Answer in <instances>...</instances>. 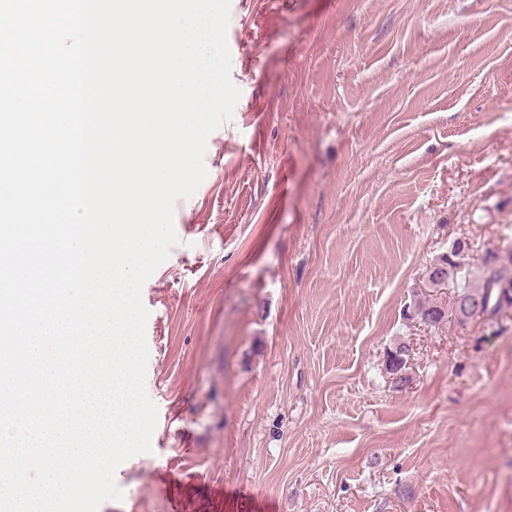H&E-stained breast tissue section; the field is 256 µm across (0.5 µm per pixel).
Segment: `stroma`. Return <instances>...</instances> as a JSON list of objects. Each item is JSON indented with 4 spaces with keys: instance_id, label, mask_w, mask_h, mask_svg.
Segmentation results:
<instances>
[{
    "instance_id": "1",
    "label": "stroma",
    "mask_w": 512,
    "mask_h": 512,
    "mask_svg": "<svg viewBox=\"0 0 512 512\" xmlns=\"http://www.w3.org/2000/svg\"><path fill=\"white\" fill-rule=\"evenodd\" d=\"M227 43L142 289L152 451L98 512H512V311L409 316L512 249V0H231ZM414 316L421 323L435 326L448 318V309L444 310L439 306L438 302L428 300L426 303H419L415 307Z\"/></svg>"
}]
</instances>
